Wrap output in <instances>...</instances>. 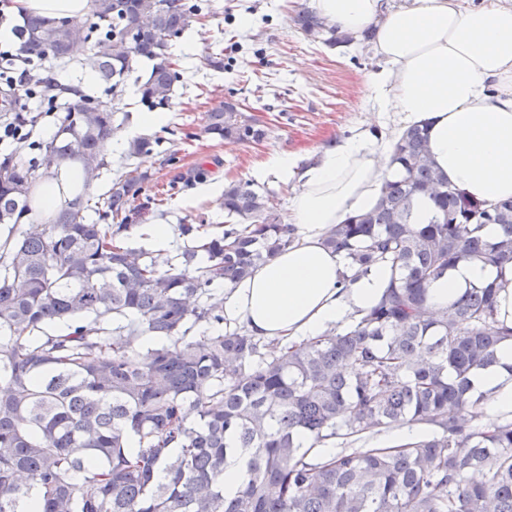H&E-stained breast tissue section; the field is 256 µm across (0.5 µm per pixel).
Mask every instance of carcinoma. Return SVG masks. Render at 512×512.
Returning <instances> with one entry per match:
<instances>
[{
    "mask_svg": "<svg viewBox=\"0 0 512 512\" xmlns=\"http://www.w3.org/2000/svg\"><path fill=\"white\" fill-rule=\"evenodd\" d=\"M196 12L191 0H88V17L112 33L81 38L76 20L32 13L17 45L116 84L147 60L141 96L161 105L178 78L170 40ZM295 22L308 36L329 34L331 46L366 49L374 37L371 27L341 31L306 7ZM64 93L46 165H74L88 188L118 128L80 89ZM206 132L237 142L267 135L231 105L210 113ZM392 161L401 174L377 205L324 239L362 274L389 268L380 302L341 332L265 341L224 330V296L212 292L294 242L252 182L224 188L229 228L195 237L173 263L127 245L156 205L148 172L128 170L96 198L78 193L45 221L30 195L47 172L4 156L0 512H512V421L482 422L486 394L471 385L512 340L496 307L512 282L471 287L443 308L428 298L430 284L461 262L512 263V199L471 200L450 185L430 159L425 122L401 132ZM420 196L434 205L426 224L414 223ZM24 218L31 224L17 235ZM198 325L208 331L188 337ZM145 335L157 346L142 348ZM406 422L431 433L328 455L297 442L306 435L326 445ZM234 448L247 454V475L227 498Z\"/></svg>",
    "mask_w": 512,
    "mask_h": 512,
    "instance_id": "cac0c4a2",
    "label": "carcinoma"
}]
</instances>
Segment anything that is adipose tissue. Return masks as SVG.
I'll use <instances>...</instances> for the list:
<instances>
[{"label":"adipose tissue","instance_id":"ef3b65f1","mask_svg":"<svg viewBox=\"0 0 512 512\" xmlns=\"http://www.w3.org/2000/svg\"><path fill=\"white\" fill-rule=\"evenodd\" d=\"M315 7L344 31L374 26V53L389 66L373 80L377 108L427 122L431 158L450 184L479 201L512 198V6L407 0L386 14L380 0H315ZM262 167L299 182L290 209L296 242L232 290L224 302L229 325L268 339L316 336L375 305L389 269L343 285L347 262L324 239L335 225L375 207L385 182L399 176L390 152L360 133L303 171L283 155ZM73 176L63 166L41 183L35 206L43 216L69 200ZM501 278L512 279V264L462 262L431 284L429 300L441 308L467 288ZM511 365L512 344L501 349L499 366L473 378L493 413H512Z\"/></svg>","mask_w":512,"mask_h":512}]
</instances>
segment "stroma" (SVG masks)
<instances>
[{
    "mask_svg": "<svg viewBox=\"0 0 512 512\" xmlns=\"http://www.w3.org/2000/svg\"><path fill=\"white\" fill-rule=\"evenodd\" d=\"M200 13L169 51L180 74L163 110L169 119L147 129L155 145L136 158L153 178L158 205L145 215L148 224H169L176 234L167 255L185 241L182 225L203 231L224 230V187L239 180L255 183L269 203L287 212L297 186L276 173L257 171L272 154L294 157L309 166L320 153L348 137L366 132L392 144L403 127L401 117L376 109L372 82L385 63L360 46L327 47L306 36L294 18L314 0H197ZM190 55H182L183 46ZM149 70L141 64L118 85L96 82L97 102L114 113L121 130L134 127L150 111L139 88ZM227 104L243 105L261 119L268 134L259 142L220 140L205 133L210 112ZM57 115L44 118L22 143L0 142V157L13 155L44 165V147L57 130ZM179 161L168 164L169 154ZM204 168L203 178L186 180L187 171ZM212 186L200 195L203 186Z\"/></svg>",
    "mask_w": 512,
    "mask_h": 512,
    "instance_id": "35a3bbf8",
    "label": "stroma"
}]
</instances>
